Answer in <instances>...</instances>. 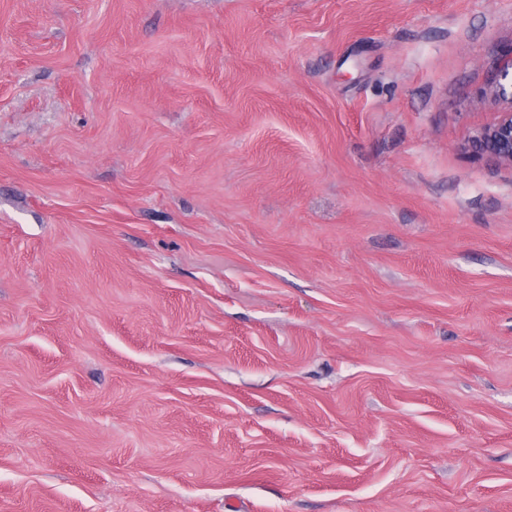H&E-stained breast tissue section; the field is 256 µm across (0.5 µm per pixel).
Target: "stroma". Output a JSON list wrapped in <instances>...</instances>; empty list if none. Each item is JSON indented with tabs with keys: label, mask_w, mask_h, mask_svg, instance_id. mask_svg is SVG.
<instances>
[{
	"label": "stroma",
	"mask_w": 512,
	"mask_h": 512,
	"mask_svg": "<svg viewBox=\"0 0 512 512\" xmlns=\"http://www.w3.org/2000/svg\"><path fill=\"white\" fill-rule=\"evenodd\" d=\"M512 0H0V512H512ZM492 94L506 103L507 108L500 112L493 125L479 133L475 146L501 162L512 165V49L504 55Z\"/></svg>",
	"instance_id": "obj_1"
}]
</instances>
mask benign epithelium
<instances>
[{"label":"benign epithelium","mask_w":512,"mask_h":512,"mask_svg":"<svg viewBox=\"0 0 512 512\" xmlns=\"http://www.w3.org/2000/svg\"><path fill=\"white\" fill-rule=\"evenodd\" d=\"M495 98L507 104L497 121L483 129L476 139V148L512 165V49L504 55L495 85Z\"/></svg>","instance_id":"benign-epithelium-1"}]
</instances>
